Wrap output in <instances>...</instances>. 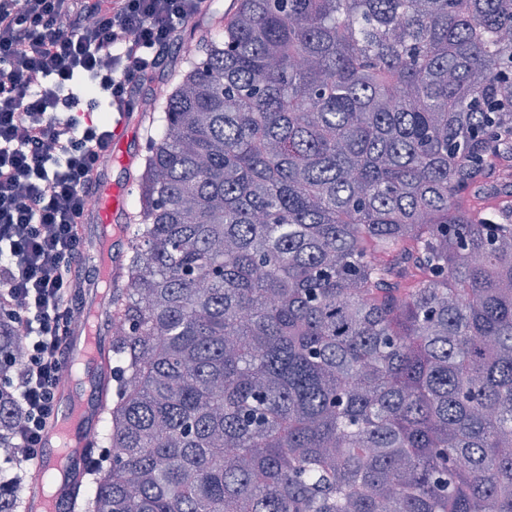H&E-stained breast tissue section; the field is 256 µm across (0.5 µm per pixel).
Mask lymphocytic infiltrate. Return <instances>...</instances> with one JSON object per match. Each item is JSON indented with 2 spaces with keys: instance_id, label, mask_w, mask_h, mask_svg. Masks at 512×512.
Here are the masks:
<instances>
[{
  "instance_id": "obj_1",
  "label": "lymphocytic infiltrate",
  "mask_w": 512,
  "mask_h": 512,
  "mask_svg": "<svg viewBox=\"0 0 512 512\" xmlns=\"http://www.w3.org/2000/svg\"><path fill=\"white\" fill-rule=\"evenodd\" d=\"M209 0H0V314L20 328L12 385L35 459L66 367L73 314L97 279L83 224L103 176L111 111H139Z\"/></svg>"
}]
</instances>
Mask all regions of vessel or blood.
Returning a JSON list of instances; mask_svg holds the SVG:
<instances>
[{
    "label": "vessel or blood",
    "instance_id": "obj_1",
    "mask_svg": "<svg viewBox=\"0 0 512 512\" xmlns=\"http://www.w3.org/2000/svg\"><path fill=\"white\" fill-rule=\"evenodd\" d=\"M144 123L141 114L114 123L111 146L121 153V175L105 182L96 196L95 222L90 232L95 243L107 251L98 276L108 290L120 287L124 276L123 253L128 238L123 221L126 201L135 184L134 165ZM108 300L107 293L95 288L86 296V307L96 313V351L82 358L80 381L58 394L56 412L46 426L38 464L24 496L25 512H67L73 489L87 475L85 460L109 395L111 345L105 338Z\"/></svg>",
    "mask_w": 512,
    "mask_h": 512
}]
</instances>
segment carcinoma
<instances>
[{"mask_svg": "<svg viewBox=\"0 0 512 512\" xmlns=\"http://www.w3.org/2000/svg\"><path fill=\"white\" fill-rule=\"evenodd\" d=\"M512 0H235L156 100L70 512H512ZM0 486L22 481L0 320Z\"/></svg>", "mask_w": 512, "mask_h": 512, "instance_id": "cac0c4a2", "label": "carcinoma"}]
</instances>
